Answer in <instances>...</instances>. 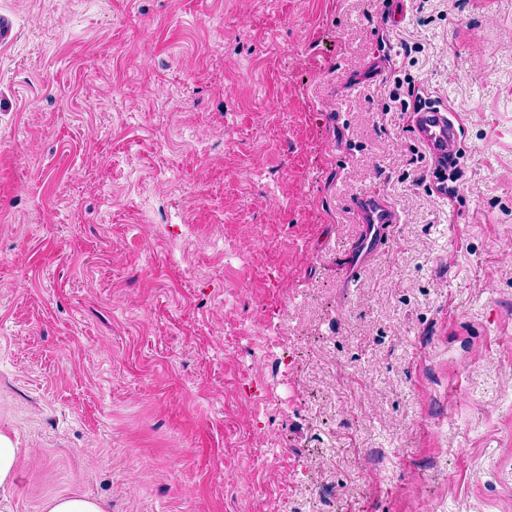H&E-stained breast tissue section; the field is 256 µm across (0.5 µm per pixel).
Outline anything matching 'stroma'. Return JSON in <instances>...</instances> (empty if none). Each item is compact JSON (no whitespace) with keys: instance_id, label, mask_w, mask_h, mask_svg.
<instances>
[{"instance_id":"1","label":"stroma","mask_w":512,"mask_h":512,"mask_svg":"<svg viewBox=\"0 0 512 512\" xmlns=\"http://www.w3.org/2000/svg\"><path fill=\"white\" fill-rule=\"evenodd\" d=\"M1 14L0 512H512V0ZM365 193L401 221L351 279ZM429 98L416 94L414 101V123L420 138L428 147L430 154L438 162L451 160L459 151L461 122L455 112H440L429 107ZM423 104V107H422ZM17 448L11 441L0 435V486L13 484L17 475ZM48 512H105L98 501L77 495L61 496L53 499Z\"/></svg>"}]
</instances>
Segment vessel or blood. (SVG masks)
<instances>
[{
    "label": "vessel or blood",
    "mask_w": 512,
    "mask_h": 512,
    "mask_svg": "<svg viewBox=\"0 0 512 512\" xmlns=\"http://www.w3.org/2000/svg\"><path fill=\"white\" fill-rule=\"evenodd\" d=\"M414 123L433 158L444 162L455 157L461 134V122L456 113L429 107L415 113ZM354 212L359 233L351 260L356 263L387 238L393 224L398 223L399 214L388 199L379 194H364L356 198Z\"/></svg>",
    "instance_id": "1"
}]
</instances>
